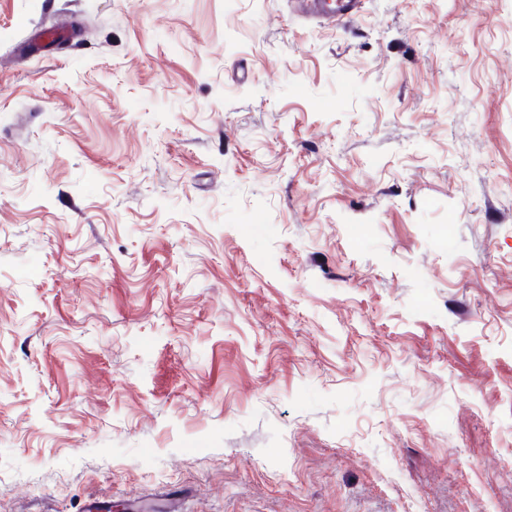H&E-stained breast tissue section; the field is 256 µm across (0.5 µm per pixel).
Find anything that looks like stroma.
Listing matches in <instances>:
<instances>
[{
  "label": "stroma",
  "mask_w": 512,
  "mask_h": 512,
  "mask_svg": "<svg viewBox=\"0 0 512 512\" xmlns=\"http://www.w3.org/2000/svg\"><path fill=\"white\" fill-rule=\"evenodd\" d=\"M512 512V0H0V512ZM299 11L307 18L336 21L351 18L359 11L361 0H293Z\"/></svg>",
  "instance_id": "obj_1"
}]
</instances>
